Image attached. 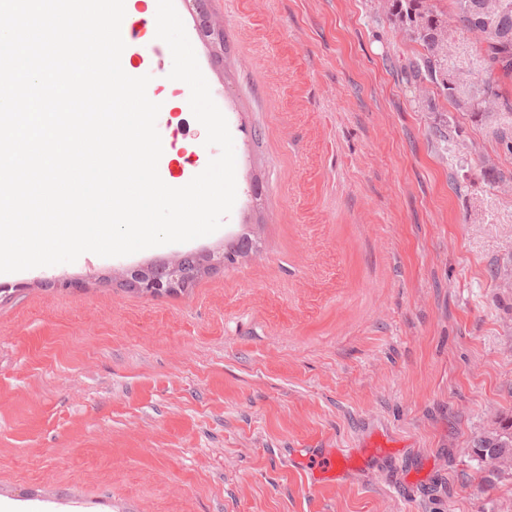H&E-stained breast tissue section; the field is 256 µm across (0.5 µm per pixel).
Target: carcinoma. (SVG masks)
<instances>
[{"label": "carcinoma", "mask_w": 512, "mask_h": 512, "mask_svg": "<svg viewBox=\"0 0 512 512\" xmlns=\"http://www.w3.org/2000/svg\"><path fill=\"white\" fill-rule=\"evenodd\" d=\"M386 15L401 23L400 33L418 43L423 52L399 66L401 81L421 93H436L459 111L483 119L499 111V83L512 80V0H378ZM204 36L224 43L221 22L206 18ZM467 36L477 47L481 68H448L454 34ZM463 452L498 472L512 471V417L474 438Z\"/></svg>", "instance_id": "obj_1"}]
</instances>
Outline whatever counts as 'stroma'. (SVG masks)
<instances>
[{"mask_svg":"<svg viewBox=\"0 0 512 512\" xmlns=\"http://www.w3.org/2000/svg\"><path fill=\"white\" fill-rule=\"evenodd\" d=\"M236 201L215 233L0 274V504L25 512H512L464 449L512 415V158L434 106L377 0H208ZM165 169L205 147L170 50L143 63ZM252 253L191 290L125 291L183 252ZM79 278L82 291L44 288ZM408 466L311 481L303 448Z\"/></svg>","mask_w":512,"mask_h":512,"instance_id":"obj_1","label":"stroma"}]
</instances>
